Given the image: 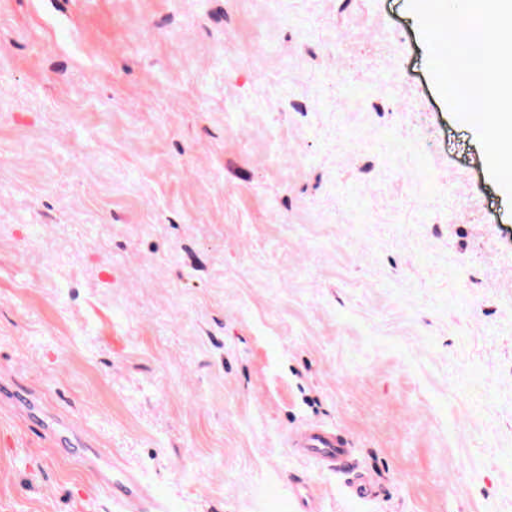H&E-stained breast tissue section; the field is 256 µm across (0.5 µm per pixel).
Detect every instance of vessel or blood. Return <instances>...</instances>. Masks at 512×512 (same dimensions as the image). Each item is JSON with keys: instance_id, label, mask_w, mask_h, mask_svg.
Wrapping results in <instances>:
<instances>
[{"instance_id": "b4317fda", "label": "vessel or blood", "mask_w": 512, "mask_h": 512, "mask_svg": "<svg viewBox=\"0 0 512 512\" xmlns=\"http://www.w3.org/2000/svg\"><path fill=\"white\" fill-rule=\"evenodd\" d=\"M289 445L295 452L315 460L323 469L347 472L346 493L353 500H368L374 495L368 477L354 474L353 454L341 434L320 425H307L293 431ZM101 482L112 489L116 512H161L163 505L141 482L137 472L120 460H112L99 472Z\"/></svg>"}]
</instances>
